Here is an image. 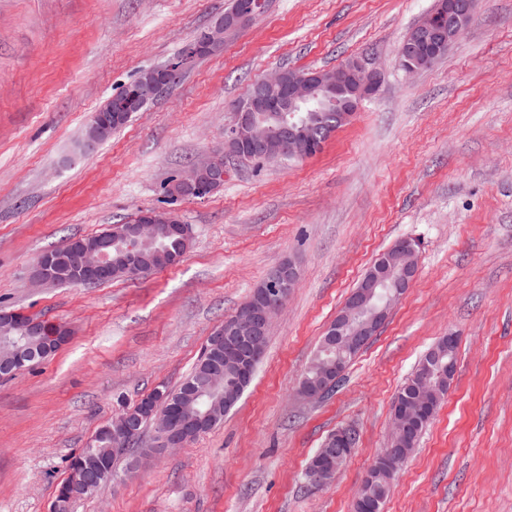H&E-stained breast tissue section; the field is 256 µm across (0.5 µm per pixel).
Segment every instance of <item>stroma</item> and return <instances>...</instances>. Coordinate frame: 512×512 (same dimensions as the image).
<instances>
[{
	"instance_id": "stroma-1",
	"label": "stroma",
	"mask_w": 512,
	"mask_h": 512,
	"mask_svg": "<svg viewBox=\"0 0 512 512\" xmlns=\"http://www.w3.org/2000/svg\"><path fill=\"white\" fill-rule=\"evenodd\" d=\"M434 0H270L93 152V112L210 28L228 0H0V311L68 327L52 358L0 377V512H48L66 460L154 386L178 387L203 346L283 259L300 281L223 422L131 468L74 512H351L384 448L392 400L456 331L445 402L384 512H512V0H479L465 34L418 73L399 47ZM379 64L384 80L315 157L227 160L224 186L174 209L177 265L94 286L40 287L37 256L140 211L224 148L234 104L284 69ZM420 243L415 283L328 397L298 381L366 268ZM358 447L338 478L305 468L337 427Z\"/></svg>"
}]
</instances>
